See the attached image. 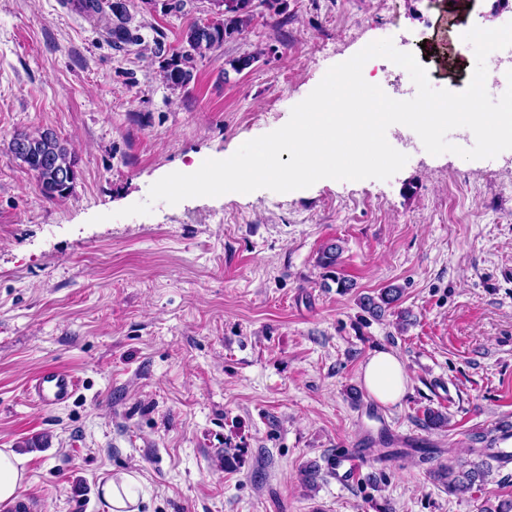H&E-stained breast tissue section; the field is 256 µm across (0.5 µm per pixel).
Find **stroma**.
Returning <instances> with one entry per match:
<instances>
[{"instance_id":"obj_1","label":"stroma","mask_w":512,"mask_h":512,"mask_svg":"<svg viewBox=\"0 0 512 512\" xmlns=\"http://www.w3.org/2000/svg\"><path fill=\"white\" fill-rule=\"evenodd\" d=\"M121 2L142 41L118 48L67 0H0V448L23 458L32 512H107L99 486L122 473L139 477V512H482L512 499V463L452 495L421 455L466 459L512 417V150L433 156L390 131L408 161L386 180L119 214L165 175L283 126L372 41L463 91L475 56L458 34L512 22V0H288L284 17L261 4L176 90L159 65L186 26L213 20L209 0L179 15ZM269 45L276 55L226 70ZM39 129L75 151L66 197H46L10 151ZM332 242L346 293L316 264ZM391 285L395 312L361 310ZM379 349L409 373L389 406L361 390ZM47 368L77 378V396L32 397ZM428 409L447 426L426 428ZM355 448L362 474L340 483L331 462Z\"/></svg>"}]
</instances>
